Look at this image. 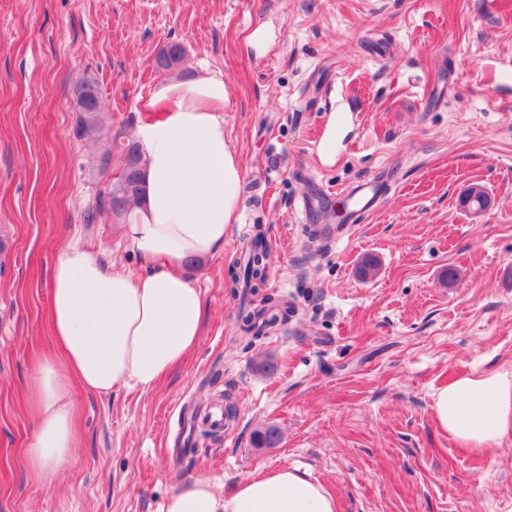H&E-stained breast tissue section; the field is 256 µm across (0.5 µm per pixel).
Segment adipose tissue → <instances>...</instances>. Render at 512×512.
Masks as SVG:
<instances>
[{
  "instance_id": "obj_1",
  "label": "adipose tissue",
  "mask_w": 512,
  "mask_h": 512,
  "mask_svg": "<svg viewBox=\"0 0 512 512\" xmlns=\"http://www.w3.org/2000/svg\"><path fill=\"white\" fill-rule=\"evenodd\" d=\"M223 77L203 75L161 87V119L140 128L145 184L123 224L132 250L160 271L133 272L71 239L51 270L54 348L30 383L35 431L29 470L53 481L77 444L75 388L104 395L152 390L198 346L203 298L188 263L223 250L236 217L243 172L224 139ZM434 412L466 447L483 450L512 436V373H469L444 386ZM161 512H336V500L307 473L260 470L219 493L198 477L180 484Z\"/></svg>"
}]
</instances>
